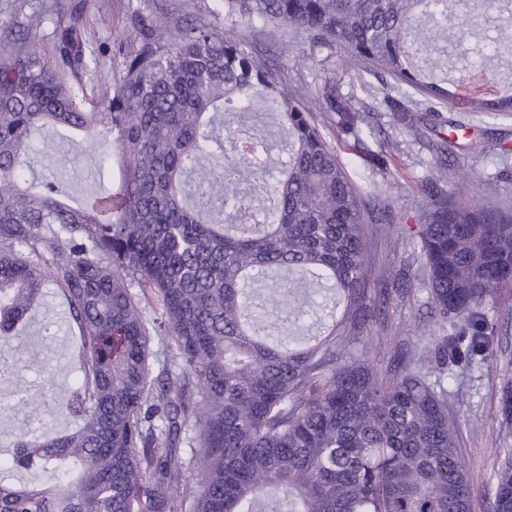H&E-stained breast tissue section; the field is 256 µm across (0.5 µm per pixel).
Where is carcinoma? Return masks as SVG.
Instances as JSON below:
<instances>
[{
	"label": "carcinoma",
	"mask_w": 512,
	"mask_h": 512,
	"mask_svg": "<svg viewBox=\"0 0 512 512\" xmlns=\"http://www.w3.org/2000/svg\"><path fill=\"white\" fill-rule=\"evenodd\" d=\"M219 2L222 26L132 11L111 93L88 91L97 59L80 14L47 48L29 37L0 52V341L49 285L83 337L71 399L34 409L83 425L16 439L0 512H472L442 379L448 362L489 353L486 303L512 288V212L456 204L436 170L416 235L438 323L454 332L428 355L398 350L384 371L351 352L375 312L369 284L399 280L372 266L363 230L391 206L365 199L302 97L236 31L286 24L346 51L345 71L392 80L399 96L385 102L412 129L415 95L455 97L428 80L448 0ZM510 11L512 0H490L455 41L492 26L511 49ZM339 81L322 76L312 95L342 130L372 129L352 101H336ZM258 96L288 128L272 183L254 151L270 148ZM466 105L511 116L512 94ZM44 127L92 142L100 166L119 165L116 190L73 207L61 183L26 178ZM249 210L253 223H238ZM308 282L336 289L343 305L312 340L288 335ZM154 336L174 351L156 375ZM500 411L512 429V379ZM503 452L493 512H512V448ZM31 468L54 484L13 481Z\"/></svg>",
	"instance_id": "cac0c4a2"
}]
</instances>
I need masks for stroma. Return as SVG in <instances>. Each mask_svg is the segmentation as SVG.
<instances>
[{
	"instance_id": "35a3bbf8",
	"label": "stroma",
	"mask_w": 512,
	"mask_h": 512,
	"mask_svg": "<svg viewBox=\"0 0 512 512\" xmlns=\"http://www.w3.org/2000/svg\"><path fill=\"white\" fill-rule=\"evenodd\" d=\"M136 5L154 16L174 11L191 19L211 18L216 7L215 0H0V31L9 29L44 42L50 39L62 14L77 10L93 24L90 48H107L98 57L97 76L102 79L115 67L112 48L133 32L130 9ZM239 32L247 42L269 51L280 63L289 89L303 95L319 74L338 71L344 60L342 53L326 48L302 49L300 37L285 26L261 29L243 25ZM495 44V30L480 27L466 44L453 48L447 63L449 83H456L462 73L479 71L497 87L511 84L512 54L496 52ZM337 89L342 98L374 117L378 126L373 134L355 139L341 132L328 113L318 111L317 101H310L309 106L317 110L323 133L355 183L393 207V223L371 224L366 229L369 260L376 265H392L403 273L399 289L388 291L380 284L371 288L372 301L381 313L367 323L363 344L370 349L381 346L376 361L384 367L395 347L429 346L443 334L428 297L415 234L427 201L422 190L425 180L433 169L445 168L447 191L465 183L464 205L512 211V155L501 157L495 145L499 135L512 134V116L491 119L469 111L458 101L437 106V113L452 120L448 137L457 144L453 154L441 156L432 149L429 132L408 131L394 120L383 103L380 80L369 75L360 80L345 77ZM390 140L400 143L393 155L386 152ZM35 149L36 171L63 183L70 203H79L87 191L111 185L98 174L92 146L60 141L49 151L40 143ZM486 310L495 328L490 356L472 365L451 367L446 380L449 393L455 396L452 413L464 440L474 512H492L493 477L501 463L498 451L512 448V431L498 422L500 386L504 378H512V291L496 292ZM49 324L57 331L51 340L43 337ZM16 332L29 350L48 351L57 372L53 379H45L40 362L32 359L27 368L0 381V462L7 460L18 436L65 435L80 425L78 417L68 415L53 421L48 430L37 429L13 401L14 393L22 390L36 399L63 402L73 390L81 338L77 328L69 325L67 308L55 288H48Z\"/></svg>"
}]
</instances>
